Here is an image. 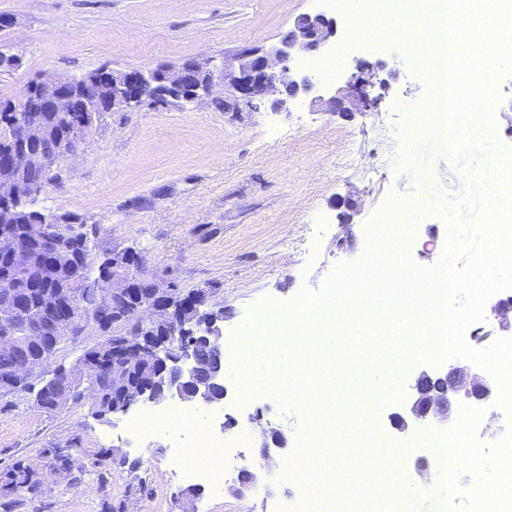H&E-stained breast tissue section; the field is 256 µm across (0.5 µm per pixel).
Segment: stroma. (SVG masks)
<instances>
[{
	"instance_id": "stroma-1",
	"label": "stroma",
	"mask_w": 512,
	"mask_h": 512,
	"mask_svg": "<svg viewBox=\"0 0 512 512\" xmlns=\"http://www.w3.org/2000/svg\"><path fill=\"white\" fill-rule=\"evenodd\" d=\"M327 11L345 44L347 11L323 0H0V50L17 55L18 67L0 70V101L17 100L26 86L51 75L82 77L100 69L144 72L189 60L232 59L245 46L280 41L302 14ZM346 45V44H345ZM349 47V46H348ZM383 64L384 87L375 111L343 115L328 102L357 62ZM432 86L401 51L372 42L349 47L330 80L291 106L216 109L203 99L189 105L101 113L76 157L61 161L57 178L39 197L49 216L72 215L85 226L94 254L135 250L146 271L184 291L210 288L224 306V335L265 312L285 310L302 291H320L334 267L365 252L378 212L402 198L425 203L411 170L401 163L410 119L406 107L428 100ZM448 226L440 211L417 210L406 252L419 266L436 265ZM347 379L339 396L358 405L388 441L408 447L405 473L423 450L417 433L395 430L398 399L365 390L369 360L344 353ZM221 419L239 434L255 412L263 428L287 441L264 471L254 495L237 497L232 482L212 491L175 477V449L195 445L194 431L125 428V417H94L78 406L45 412L26 396L0 403V470L25 459L42 462V449H71L79 463L100 449L110 458L106 478L88 472L81 486L51 481L46 495L14 493L12 512H296L302 489L284 479L297 452L300 415L283 411L265 393L239 403L228 378Z\"/></svg>"
}]
</instances>
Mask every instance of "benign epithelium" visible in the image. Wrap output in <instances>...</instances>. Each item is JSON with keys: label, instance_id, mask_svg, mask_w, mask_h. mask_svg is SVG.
Returning a JSON list of instances; mask_svg holds the SVG:
<instances>
[{"label": "benign epithelium", "instance_id": "1", "mask_svg": "<svg viewBox=\"0 0 512 512\" xmlns=\"http://www.w3.org/2000/svg\"><path fill=\"white\" fill-rule=\"evenodd\" d=\"M336 19L325 13H305L298 16L279 44L270 48L245 46L233 61L222 66L209 61H187L177 68L162 67L144 73L137 70L112 74L110 90L111 108L133 109L144 105L140 87L149 77H155L156 94L151 99L154 106L170 103L194 102L202 97L224 95V111L238 112L240 106L253 105L258 99H270L276 111L288 110V103L305 96L314 88L313 78L293 67V62L323 49L336 36ZM379 82V68L363 62L356 64L341 97L330 101L340 112H368L378 104L373 94ZM37 108L43 112H84L92 123H97L104 111L100 102V84L90 77L78 82L72 77L49 76L34 81L26 89L17 105L0 114V127L12 148L0 156L6 165L0 167V212H6L15 202L32 199L41 194L45 182H27L24 175L31 169L45 166L49 170L63 159L74 157L84 143L91 127L82 121L72 123L67 134L57 136L42 123L29 118L28 111ZM0 249L9 250L14 263L26 264V247L8 234L9 225L0 226ZM33 235L42 238L57 255L74 251L71 239L63 236L58 228L39 220L31 226ZM167 290L154 285L150 296H143L137 284L112 273V285L98 292L97 302L102 308L121 298L132 305L130 317L151 325H176L179 311L193 314L192 326L182 329V339L172 345L171 334H157L147 338L129 336L114 345L116 357L134 361L146 358L155 365L149 383L126 385L122 398L112 408V415L127 413L141 403L159 405L177 397L183 402L208 408L224 403L227 396L224 366V320L212 312V293L199 288L186 294L180 308L166 299ZM26 332L34 341L28 360L15 371V375L0 379V393L9 395L29 378L38 374L42 364L44 344L53 339L58 325L47 321L46 315L30 322ZM99 364V354L94 352L71 368L59 369L50 374L56 388L51 400L55 411L71 406L68 387L77 380L88 377ZM476 402H487L494 394V385L479 377L469 376L464 370L447 374L422 369L411 385V402L403 413L392 415L395 428L407 432L426 421L448 416L451 399L457 394ZM260 456L270 458V449L286 448V439L275 431L263 432ZM261 468L239 472L235 491L243 496L254 490L259 482Z\"/></svg>", "mask_w": 512, "mask_h": 512}]
</instances>
